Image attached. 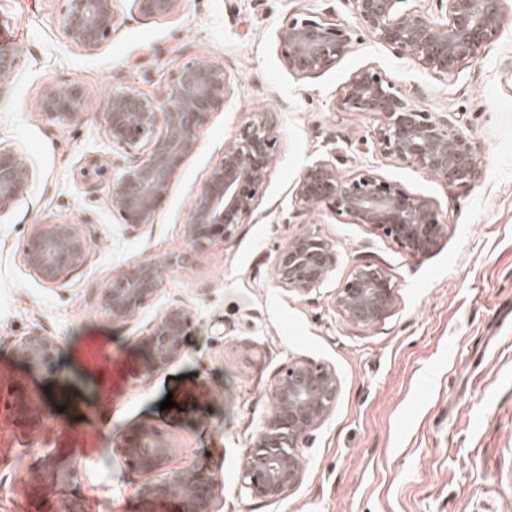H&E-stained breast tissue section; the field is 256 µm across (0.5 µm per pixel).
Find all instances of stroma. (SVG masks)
Returning a JSON list of instances; mask_svg holds the SVG:
<instances>
[{"label":"stroma","instance_id":"35a3bbf8","mask_svg":"<svg viewBox=\"0 0 512 512\" xmlns=\"http://www.w3.org/2000/svg\"><path fill=\"white\" fill-rule=\"evenodd\" d=\"M65 7L0 0V38L22 54L0 96V144L24 153L36 171L26 199L0 220V512H66L75 493L84 512H171L152 493L157 476L130 469L113 447L143 423L170 437L169 470L212 469L215 512H512V0H501L500 30L480 59L451 76L365 33L320 74L290 73L277 40L285 19L313 12L352 24L351 0H183L161 19L114 0L118 28L91 56L65 40ZM198 58L224 70L232 94L205 116L154 224H124L81 177L92 157L116 174L146 158L113 151L103 127L110 96L126 88L163 95L177 68ZM365 67L421 108L459 120L477 147L471 184L369 147L377 119L336 106ZM68 81L88 88L85 116L48 122L35 99L43 85ZM255 120L277 137L257 208L231 238L191 252V202L236 131ZM318 160L343 179L375 169L427 199L445 226L439 247L414 257L326 206L301 208L299 178ZM49 218L80 224L89 242L85 265L60 286L42 283L22 261L31 226ZM305 223L333 244L336 263L319 289L299 295L276 283L272 267ZM178 255L182 263L166 271L156 296L132 320L112 321L101 294L113 271ZM360 259L397 283L393 311L368 328L349 323L335 303ZM178 301L193 320L186 350L144 373L138 340ZM32 330L62 343L55 372L17 356L16 339ZM296 358L332 367L339 392L333 412L300 444V485L269 502L241 490L240 476L276 375ZM17 392L36 425L13 414ZM169 396L174 408L160 409ZM46 447L61 449L59 468L78 471L77 488L59 485L58 468L31 473Z\"/></svg>","mask_w":512,"mask_h":512}]
</instances>
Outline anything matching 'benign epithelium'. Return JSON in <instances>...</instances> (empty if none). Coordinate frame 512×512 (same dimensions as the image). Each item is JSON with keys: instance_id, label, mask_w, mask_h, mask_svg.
<instances>
[{"instance_id": "7a95c632", "label": "benign epithelium", "mask_w": 512, "mask_h": 512, "mask_svg": "<svg viewBox=\"0 0 512 512\" xmlns=\"http://www.w3.org/2000/svg\"><path fill=\"white\" fill-rule=\"evenodd\" d=\"M182 0H133L146 18H166L180 10ZM358 27L324 17H290L282 25L280 58L299 78L317 74L347 55L357 40V28L381 44L410 52L427 69L450 76L477 61L501 26L498 0H435L440 18L422 8L420 0H352ZM117 24L113 0H68L61 30L71 45L94 54L112 36ZM20 51L0 39V93L19 68ZM231 87L224 70L204 59L186 63L172 76L164 100L137 89L112 93L104 124L112 148L146 150L106 185L108 205L124 223L136 227L154 223L157 207L168 194L182 162L197 149L202 117L223 104ZM86 90L78 82L46 85L35 110L53 123H77L84 114ZM337 107L381 119L373 147L380 156L419 166L450 183H471L477 174L473 139L448 117L428 112L385 74L374 68L353 73L342 87ZM276 136L264 122H248L224 149L206 185L193 199L186 228L192 251H204L216 238H229L256 209L274 160ZM30 163L15 149L0 144V218L9 214L34 180ZM90 193L109 176V165L97 158L82 170ZM304 205L328 204L350 224H361L389 238L412 256L433 252L445 234L430 203L407 193L374 170L340 178L334 165L318 161L304 171L296 189ZM87 239L78 224L46 220L31 225L23 262L43 283L61 285L84 266ZM333 245L312 229H300L278 252L273 275L289 292L307 295L319 288L335 265ZM174 259H159L118 268L102 294V306L112 320L136 316L160 290ZM397 285L381 265L354 264L336 289V305L347 320L368 327L394 308ZM192 330L191 313L170 305L140 338L147 353L145 370L159 371L178 360ZM19 357L35 369L50 370L61 352L58 340L31 331L15 343ZM339 381L328 365L294 359L277 376L272 408L255 438L240 485L256 498L274 502L298 487L304 470L299 442L318 428L335 409ZM116 451L126 464L143 474L163 470L174 448L160 430L142 424L120 434ZM216 480L204 466L170 471L153 487V494L178 505L176 512H214Z\"/></svg>"}]
</instances>
